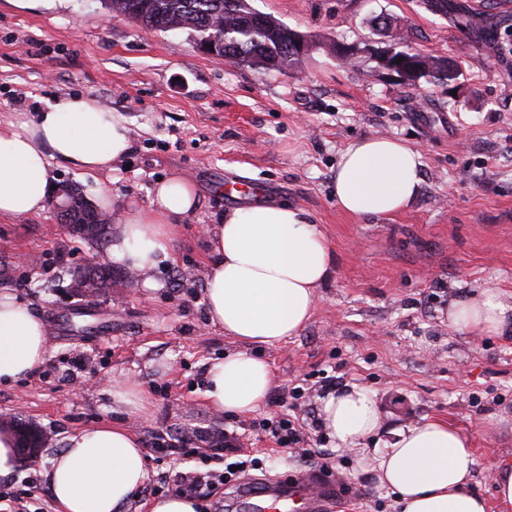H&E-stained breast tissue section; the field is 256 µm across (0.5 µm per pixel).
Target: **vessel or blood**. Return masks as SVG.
<instances>
[{"mask_svg":"<svg viewBox=\"0 0 512 512\" xmlns=\"http://www.w3.org/2000/svg\"><path fill=\"white\" fill-rule=\"evenodd\" d=\"M240 494L249 499L251 512H322L325 501L341 496L342 485L332 477L309 474L291 483H269L258 491L248 485Z\"/></svg>","mask_w":512,"mask_h":512,"instance_id":"1","label":"vessel or blood"}]
</instances>
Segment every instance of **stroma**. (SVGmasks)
Segmentation results:
<instances>
[{
	"instance_id": "35a3bbf8",
	"label": "stroma",
	"mask_w": 512,
	"mask_h": 512,
	"mask_svg": "<svg viewBox=\"0 0 512 512\" xmlns=\"http://www.w3.org/2000/svg\"><path fill=\"white\" fill-rule=\"evenodd\" d=\"M473 30L422 0H250L253 9L311 36L316 44L287 73L230 66L201 53L190 30L148 32L113 16L104 0H63L35 11L0 0V118L33 116L40 100L89 94L122 115L133 143L126 166L88 175L68 164L56 185L77 186L90 204L109 190L118 207L147 208L158 180L178 174L195 185L196 213L177 228L168 258L147 288L108 257V242L72 234L53 210L0 219V292L25 300L47 327L49 357L33 375L0 384V431L22 422L51 437L20 454L0 492L24 491L29 512H55L43 473L69 435L121 423L140 438L147 480L122 512H149L174 494L178 472L205 477V512H238L245 480H293L328 463L344 485L325 512H396L393 495L368 470L374 449L337 447L321 426L325 386L357 385L380 405L381 443L396 430L439 419L468 435L471 489L489 512H504L492 470L512 458V333L470 336L448 322V306L472 289L512 299V6L453 0ZM392 18L409 45L456 61L455 88L428 79L412 88L370 57L390 46L376 16ZM359 47L355 63L334 44ZM364 136H390L421 154L415 201L389 219L344 214L333 197L341 152ZM260 182L267 202L303 209L334 252L299 335L265 348L273 387L246 416L215 412L204 396L210 363L239 350L209 325L207 227L227 208L225 184ZM92 267L111 287L85 298L70 289ZM130 381L145 409L131 415L112 400ZM294 415L311 447L302 459L279 447L262 420ZM227 430L259 449L258 468L220 479L223 459L184 457L183 444ZM165 446L154 451L153 436Z\"/></svg>"
}]
</instances>
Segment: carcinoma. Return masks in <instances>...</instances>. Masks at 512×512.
Masks as SVG:
<instances>
[{
	"label": "carcinoma",
	"mask_w": 512,
	"mask_h": 512,
	"mask_svg": "<svg viewBox=\"0 0 512 512\" xmlns=\"http://www.w3.org/2000/svg\"><path fill=\"white\" fill-rule=\"evenodd\" d=\"M113 14L138 23L149 31L188 29L202 41L219 37L224 42V57L236 64L259 65L263 59L272 69L286 72L298 67L292 47V29L269 16L259 17L248 0H107ZM433 60L430 77L452 84L460 71ZM73 220L76 224L104 223L103 215L90 209L79 193H74Z\"/></svg>",
	"instance_id": "cac0c4a2"
}]
</instances>
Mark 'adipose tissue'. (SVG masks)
<instances>
[{
    "label": "adipose tissue",
    "instance_id": "ef3b65f1",
    "mask_svg": "<svg viewBox=\"0 0 512 512\" xmlns=\"http://www.w3.org/2000/svg\"><path fill=\"white\" fill-rule=\"evenodd\" d=\"M130 152L125 120L87 94L43 100L31 119L0 120V218L44 213L55 164L110 172ZM419 166V153L400 140L358 139L337 164L336 205L358 220L391 217L416 197ZM198 205L186 178L157 181L149 207L121 218L109 258L148 275L159 257L169 256L177 225ZM210 246L207 316L241 348L209 366L205 397L215 411L246 415L272 387L260 349L304 329L334 256L304 210L277 203L224 211ZM448 321L473 336H500L512 329V301L497 289L479 288L449 306ZM48 356L45 323L16 295L0 292V383L27 377ZM320 415L328 436L344 449H362L382 423L374 398L356 386L324 399ZM396 436L370 470L379 488L395 494L398 512H488L484 498L467 488L475 465L469 437L438 420L399 429ZM47 478L59 512H120L147 479L144 450L129 428L95 425L67 438Z\"/></svg>",
    "mask_w": 512,
    "mask_h": 512
}]
</instances>
